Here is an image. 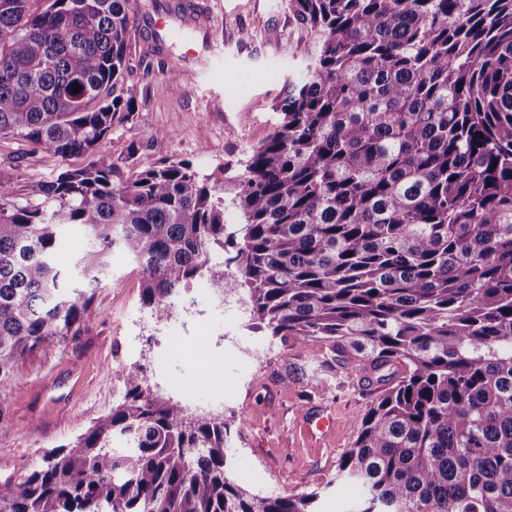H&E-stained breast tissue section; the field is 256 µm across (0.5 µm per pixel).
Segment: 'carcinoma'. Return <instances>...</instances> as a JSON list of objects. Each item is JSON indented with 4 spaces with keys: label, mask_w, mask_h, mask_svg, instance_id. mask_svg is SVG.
Instances as JSON below:
<instances>
[{
    "label": "carcinoma",
    "mask_w": 512,
    "mask_h": 512,
    "mask_svg": "<svg viewBox=\"0 0 512 512\" xmlns=\"http://www.w3.org/2000/svg\"><path fill=\"white\" fill-rule=\"evenodd\" d=\"M290 3L317 53L244 171L167 158L116 182L97 147L136 110L130 0H0V138L95 155L21 201L0 179V392L92 318L113 253L159 320L231 272L254 327L311 353L285 373L305 401L350 358L380 373L334 479L360 486L354 512H512V0ZM63 226L86 240L66 266ZM115 374L121 403L0 512H316L304 474L290 495L230 479L224 416L188 419L140 365Z\"/></svg>",
    "instance_id": "1"
}]
</instances>
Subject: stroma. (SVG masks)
Listing matches in <instances>:
<instances>
[{
	"label": "stroma",
	"instance_id": "obj_1",
	"mask_svg": "<svg viewBox=\"0 0 512 512\" xmlns=\"http://www.w3.org/2000/svg\"><path fill=\"white\" fill-rule=\"evenodd\" d=\"M215 26L209 67L182 78L184 93L171 91L166 72L148 67L146 51L132 45L127 85L140 106L134 118L114 125L101 150L116 158L134 154L139 165L171 158L193 162L208 175L226 165L242 172L253 148L277 124L275 105L288 83L315 53L318 37L302 24L289 0H211ZM89 155L61 157L27 151L0 138V177L19 194L63 169L86 165ZM140 277L121 255L94 297L96 313L78 335L53 343L19 363L10 387L0 394L8 425L0 432V459L24 454V471L37 468L45 450L75 440L122 399L115 371L144 366L155 392L182 401L194 413L221 411L231 428L232 477L256 494H296L295 475L320 488L318 512H350L358 487L329 488L336 464L357 436L371 400L370 389L347 374L343 390L304 401V384L284 385L286 364L305 355L265 332L243 324L235 306L211 294L198 295L181 328L155 321L140 302ZM139 338L137 347L127 335ZM85 372V387L66 414L30 428L37 403H50L45 385L68 369ZM326 407L336 423L327 439L308 435L307 414Z\"/></svg>",
	"mask_w": 512,
	"mask_h": 512
}]
</instances>
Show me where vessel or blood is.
Here are the masks:
<instances>
[{"label": "vessel or blood", "mask_w": 512, "mask_h": 512, "mask_svg": "<svg viewBox=\"0 0 512 512\" xmlns=\"http://www.w3.org/2000/svg\"><path fill=\"white\" fill-rule=\"evenodd\" d=\"M212 14L198 0H162L154 10L142 14L140 28L147 50L169 53L179 45L180 68L208 61L212 51Z\"/></svg>", "instance_id": "b4317fda"}]
</instances>
